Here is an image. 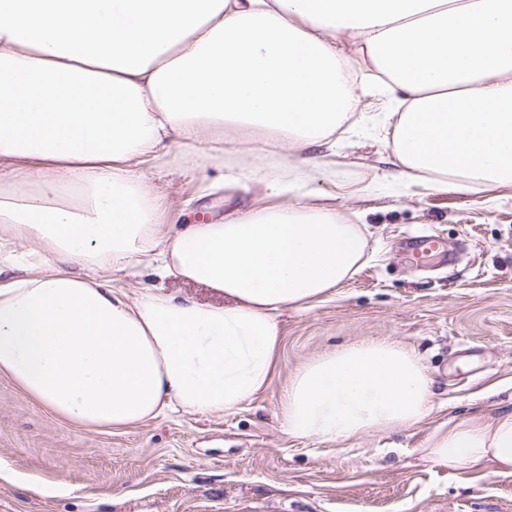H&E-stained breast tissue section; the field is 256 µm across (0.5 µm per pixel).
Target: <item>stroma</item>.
<instances>
[{"mask_svg": "<svg viewBox=\"0 0 512 512\" xmlns=\"http://www.w3.org/2000/svg\"><path fill=\"white\" fill-rule=\"evenodd\" d=\"M335 150H305L325 177L289 197L329 202L367 236V260L331 298L281 316L270 386L232 413H179L88 431L55 417L0 376V512H512V473L451 471L429 460L431 435L473 413L512 408V185L434 190L392 166L389 96L358 90ZM211 164L141 176L169 224H214L265 205L263 182L225 185ZM446 253L415 262L409 240ZM414 351L433 381L419 424L320 443L275 418L288 380L316 356L361 341Z\"/></svg>", "mask_w": 512, "mask_h": 512, "instance_id": "stroma-1", "label": "stroma"}]
</instances>
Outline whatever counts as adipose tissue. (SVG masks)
Masks as SVG:
<instances>
[{
    "mask_svg": "<svg viewBox=\"0 0 512 512\" xmlns=\"http://www.w3.org/2000/svg\"><path fill=\"white\" fill-rule=\"evenodd\" d=\"M356 56L404 92L384 121L407 178L512 184V0H0V375L90 431L232 412L266 389L280 313L360 270L363 229L285 201L271 178L277 205L166 233L137 169L174 143L190 159L208 143L218 161L229 144L259 157L273 143L286 167L334 148ZM128 269L154 286L112 287ZM172 278L224 302L180 296ZM431 397L415 353L363 341L299 369L278 420L336 442L415 425ZM427 455L512 473V411L450 424Z\"/></svg>",
    "mask_w": 512,
    "mask_h": 512,
    "instance_id": "ef3b65f1",
    "label": "adipose tissue"
}]
</instances>
